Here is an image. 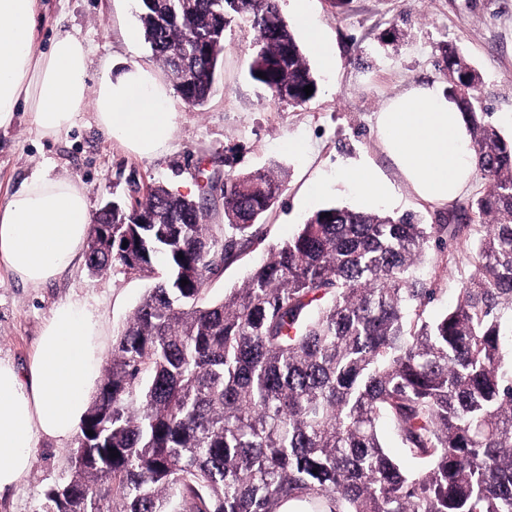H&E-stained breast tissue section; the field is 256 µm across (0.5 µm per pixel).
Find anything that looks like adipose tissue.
Listing matches in <instances>:
<instances>
[{
    "label": "adipose tissue",
    "instance_id": "ef3b65f1",
    "mask_svg": "<svg viewBox=\"0 0 512 512\" xmlns=\"http://www.w3.org/2000/svg\"><path fill=\"white\" fill-rule=\"evenodd\" d=\"M38 0H0V128L26 113L39 136L68 131L87 105L99 126L148 155L173 131L164 91L136 67L86 81L90 50L69 33L37 46ZM378 141L421 201L445 206L468 190L477 168L468 123L435 83L410 86L376 114ZM91 221L84 188L35 174L0 204V263L23 283L56 278L81 257ZM96 317L68 302L55 307L26 368L0 360V491L29 474L40 439H70L100 367Z\"/></svg>",
    "mask_w": 512,
    "mask_h": 512
}]
</instances>
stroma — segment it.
<instances>
[{
    "mask_svg": "<svg viewBox=\"0 0 512 512\" xmlns=\"http://www.w3.org/2000/svg\"><path fill=\"white\" fill-rule=\"evenodd\" d=\"M314 23L335 58L333 69L318 59L310 65L317 92L306 104L275 103L248 75L255 34L247 27L226 33V49L213 92L204 106L191 108L168 89V79L148 44L127 43L139 29L137 0H40L38 45L47 48L60 32L80 37L91 50L88 80L104 67L119 73L141 66L166 86L164 108L175 115L166 147L141 157L98 125L93 107L56 138L37 136L26 118L0 129V203L32 174L72 178L84 188L91 213L110 201L128 203L139 189L159 183L199 202L205 221H224L222 187L226 177L281 166L285 191L258 226L260 245L250 247L207 285L208 299L222 298L242 284L250 267L269 248L291 238L313 211L336 204L363 209L345 168L362 160L389 186L377 211L393 217L412 215L423 224L447 223L452 206L417 200L404 185L391 159L377 146L374 115L384 102L413 84L448 85L438 67L441 49L455 45L480 74L484 105L505 137H512V0H309ZM301 151H288V141ZM323 181L320 196L309 194L312 181ZM455 264L435 256L429 277L438 293L427 311L434 318L456 300L472 270L468 248L451 243ZM151 279L114 268L90 274L85 261L55 280L31 287L14 279L0 264V359L26 367L53 308L77 301L98 319L101 357L112 344ZM74 441L40 440L31 471L16 488L0 493V512H41L42 492L60 481Z\"/></svg>",
    "mask_w": 512,
    "mask_h": 512,
    "instance_id": "1",
    "label": "stroma"
}]
</instances>
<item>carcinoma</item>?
Masks as SVG:
<instances>
[{
    "label": "carcinoma",
    "instance_id": "cac0c4a2",
    "mask_svg": "<svg viewBox=\"0 0 512 512\" xmlns=\"http://www.w3.org/2000/svg\"><path fill=\"white\" fill-rule=\"evenodd\" d=\"M139 21L190 107L209 96L239 22L256 34L249 75L274 102L299 106L317 89L278 0H139ZM441 64L467 79L448 94L488 183L453 224L328 205L210 303L207 280L254 244L285 190L277 171L224 180L222 236L161 185L112 202V244L91 225L92 273L118 265L154 284L42 512H280L290 500L310 512H512V138L486 120L464 56L447 48ZM444 233L470 245L473 271L430 320L437 289L423 268ZM383 419L417 469L386 450Z\"/></svg>",
    "mask_w": 512,
    "mask_h": 512
}]
</instances>
